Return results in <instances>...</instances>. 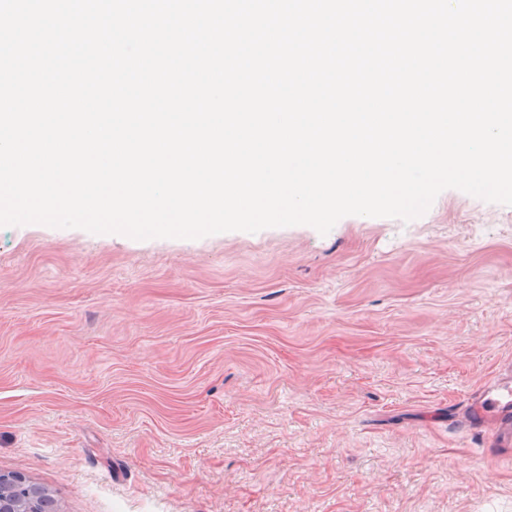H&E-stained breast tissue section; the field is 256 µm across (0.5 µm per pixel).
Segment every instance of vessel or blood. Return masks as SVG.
<instances>
[{"label":"vessel or blood","instance_id":"1","mask_svg":"<svg viewBox=\"0 0 512 512\" xmlns=\"http://www.w3.org/2000/svg\"><path fill=\"white\" fill-rule=\"evenodd\" d=\"M497 424L501 445L512 446V371L483 389L470 403L467 421L472 430H481L488 421Z\"/></svg>","mask_w":512,"mask_h":512}]
</instances>
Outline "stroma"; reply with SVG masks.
<instances>
[{
  "mask_svg": "<svg viewBox=\"0 0 512 512\" xmlns=\"http://www.w3.org/2000/svg\"><path fill=\"white\" fill-rule=\"evenodd\" d=\"M512 206L139 241L0 227V471L60 512H512ZM467 422L479 431L488 421L497 424V438L501 446H512V370L483 389L470 403Z\"/></svg>",
  "mask_w": 512,
  "mask_h": 512,
  "instance_id": "1",
  "label": "stroma"
}]
</instances>
